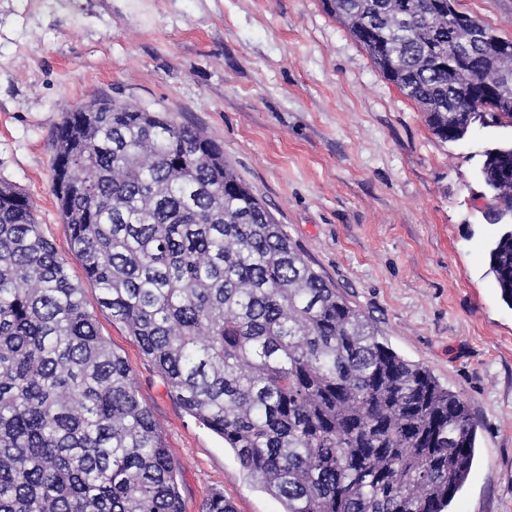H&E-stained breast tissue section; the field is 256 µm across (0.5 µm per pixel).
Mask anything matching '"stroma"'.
I'll use <instances>...</instances> for the list:
<instances>
[{
	"label": "stroma",
	"instance_id": "stroma-1",
	"mask_svg": "<svg viewBox=\"0 0 512 512\" xmlns=\"http://www.w3.org/2000/svg\"><path fill=\"white\" fill-rule=\"evenodd\" d=\"M512 39V0H455ZM99 94L203 128L312 267L400 356L470 404L477 461L451 512H512V307L489 272L478 153L512 139L474 127L444 142L321 0H0V181L34 203L106 342L179 467L183 512L223 494L283 512L223 439L170 395L98 304L51 193L52 132Z\"/></svg>",
	"mask_w": 512,
	"mask_h": 512
}]
</instances>
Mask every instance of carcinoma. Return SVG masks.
I'll list each match as a JSON object with an SVG mask.
<instances>
[{
    "instance_id": "carcinoma-1",
    "label": "carcinoma",
    "mask_w": 512,
    "mask_h": 512,
    "mask_svg": "<svg viewBox=\"0 0 512 512\" xmlns=\"http://www.w3.org/2000/svg\"><path fill=\"white\" fill-rule=\"evenodd\" d=\"M444 142L512 127V78L473 93L448 0H322ZM72 105L51 192L70 252L191 416L283 512H445L476 462L468 402L394 352L292 246L202 128ZM489 273L512 307V141L481 153ZM178 467L34 203L0 183V512H182Z\"/></svg>"
}]
</instances>
